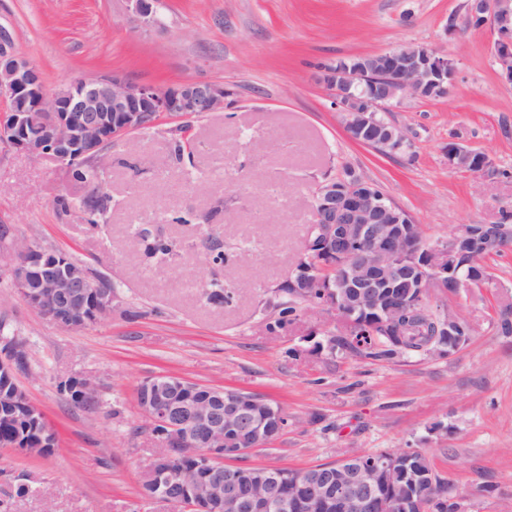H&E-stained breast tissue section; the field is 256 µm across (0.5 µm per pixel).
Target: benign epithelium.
Segmentation results:
<instances>
[{
	"label": "benign epithelium",
	"instance_id": "1",
	"mask_svg": "<svg viewBox=\"0 0 512 512\" xmlns=\"http://www.w3.org/2000/svg\"><path fill=\"white\" fill-rule=\"evenodd\" d=\"M136 19L146 28L159 27L156 0H129ZM481 16L495 34L493 55L501 77L512 83V0H467L465 21ZM454 68L448 56L419 44L357 56L321 67L320 79L341 123L356 142L369 138L381 153H405L409 136L399 127L382 129L376 114L407 98L442 97L448 93ZM232 92L222 82H188L164 89L135 84L112 75L78 79L56 90L46 87L37 66L12 47L0 29V140L37 157H49L72 171L93 162L106 168L103 147L113 139L141 129L146 114L173 119L224 109ZM512 245V230L490 224H466L450 238L426 239L421 226L388 196L377 192L352 169L318 184L309 241L294 270L295 292L318 307H330L347 323L348 335L359 341V315L371 327L395 324L403 311L423 312L432 304L431 290L456 292L472 286L460 274L457 259L475 258ZM15 261L9 274L16 291L44 319L82 329L101 322L119 296L98 286L86 268L68 254L14 240ZM330 268L336 277L319 278ZM454 351L463 337L456 334L458 316L442 320ZM0 359V418L24 421L32 431L21 451L43 455L54 447L55 432L42 410L20 386L16 353ZM260 395L252 391L212 387L176 375L144 380L137 403L157 428L171 454L151 461L144 477L152 498L165 512H467V498L446 501L439 495L426 504L380 489L390 482L402 458L414 449L383 453L366 464L352 454L334 463L295 471L303 491L283 487L280 468L226 466L244 454L268 446L284 429L282 412L273 407L257 420L252 411ZM183 457L179 476L170 477L172 456Z\"/></svg>",
	"mask_w": 512,
	"mask_h": 512
}]
</instances>
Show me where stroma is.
I'll return each instance as SVG.
<instances>
[{"instance_id": "35a3bbf8", "label": "stroma", "mask_w": 512, "mask_h": 512, "mask_svg": "<svg viewBox=\"0 0 512 512\" xmlns=\"http://www.w3.org/2000/svg\"><path fill=\"white\" fill-rule=\"evenodd\" d=\"M165 26L142 29L128 0H0V26L16 53L57 89L117 74L166 87L224 83L221 112L152 130L105 149L112 207L97 224L56 199L91 189L64 165L0 143V331L21 345L16 375L56 432L46 457L0 449V502L8 512H146L143 472L161 444L141 413L139 384L175 374L256 392L287 424L243 466L301 468L358 453L414 448L471 512H512V247L483 261L490 279L434 302L474 328L464 346L435 357H360L319 349L341 316L306 307L277 326L276 290L293 275L324 178L355 170L420 224L446 238L465 224L512 214V84L493 57L489 28L463 23L466 0H163ZM417 42L447 53L446 97L407 99L388 119L412 141L385 156L352 141L316 77L318 65ZM190 161L170 154L174 129ZM485 154L496 172L452 167L449 146ZM204 224H173L179 212ZM169 240L150 257L138 230ZM216 237L228 265L205 248ZM69 254L110 280L119 304L98 324L69 330L44 320L16 291L12 239ZM225 300L211 297L212 284ZM81 376L95 387L76 407L57 389ZM32 489L17 497L15 482Z\"/></svg>"}]
</instances>
